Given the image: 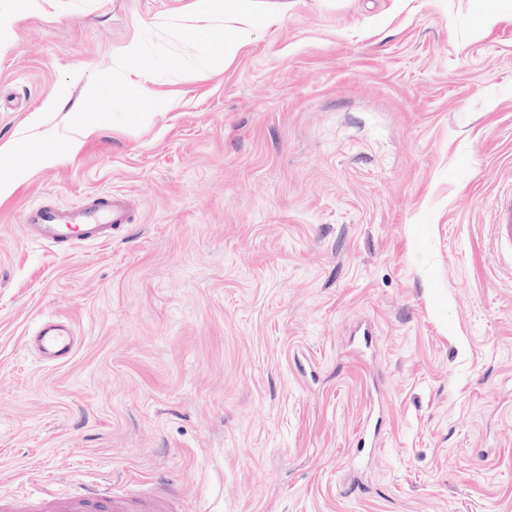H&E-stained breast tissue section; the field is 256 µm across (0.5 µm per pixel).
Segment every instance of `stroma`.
Returning a JSON list of instances; mask_svg holds the SVG:
<instances>
[{
	"label": "stroma",
	"mask_w": 512,
	"mask_h": 512,
	"mask_svg": "<svg viewBox=\"0 0 512 512\" xmlns=\"http://www.w3.org/2000/svg\"><path fill=\"white\" fill-rule=\"evenodd\" d=\"M482 5L296 0L211 69L199 0H0V147L55 152L0 167V491L512 512V0ZM133 43L145 92L94 107ZM113 190L110 244L26 236L29 206ZM49 314L80 336L52 367L25 347ZM493 224L497 232L498 245L501 250H512V192L500 197L495 211Z\"/></svg>",
	"instance_id": "1"
}]
</instances>
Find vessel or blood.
Returning <instances> with one entry per match:
<instances>
[{"label":"vessel or blood","mask_w":512,"mask_h":512,"mask_svg":"<svg viewBox=\"0 0 512 512\" xmlns=\"http://www.w3.org/2000/svg\"><path fill=\"white\" fill-rule=\"evenodd\" d=\"M129 219L128 198L104 192L68 209L40 203L26 210L24 221L31 240L71 246L80 242L109 243L113 228ZM493 223L500 249H512V194L499 198ZM77 342L73 324L57 315L44 317L28 339L30 349L46 366L68 361ZM0 512H182V508L167 485L152 486L133 496L113 487L104 489L83 482L75 493L42 489L23 497L0 494Z\"/></svg>","instance_id":"1"}]
</instances>
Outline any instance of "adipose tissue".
Masks as SVG:
<instances>
[{"label": "adipose tissue", "mask_w": 512, "mask_h": 512, "mask_svg": "<svg viewBox=\"0 0 512 512\" xmlns=\"http://www.w3.org/2000/svg\"><path fill=\"white\" fill-rule=\"evenodd\" d=\"M287 14L286 0H201L198 20L212 46L211 65H224L251 31L281 24Z\"/></svg>", "instance_id": "1"}]
</instances>
